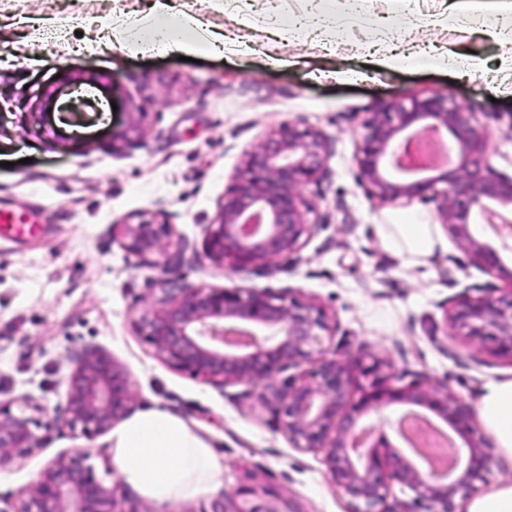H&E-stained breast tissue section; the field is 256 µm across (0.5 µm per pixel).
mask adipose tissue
Instances as JSON below:
<instances>
[{"instance_id": "adipose-tissue-1", "label": "adipose tissue", "mask_w": 512, "mask_h": 512, "mask_svg": "<svg viewBox=\"0 0 512 512\" xmlns=\"http://www.w3.org/2000/svg\"><path fill=\"white\" fill-rule=\"evenodd\" d=\"M121 38L128 45L157 53L249 52L241 39L224 37L195 15L173 12L169 0H152L146 13L124 22ZM378 231L384 247L410 266L427 264L444 245L431 224H382ZM478 409L484 427L512 459V378L487 383ZM112 448L123 480L158 505L210 491L222 474V464L209 441L160 408L145 409L115 429Z\"/></svg>"}]
</instances>
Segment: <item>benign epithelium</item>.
Wrapping results in <instances>:
<instances>
[{"label":"benign epithelium","instance_id":"obj_1","mask_svg":"<svg viewBox=\"0 0 512 512\" xmlns=\"http://www.w3.org/2000/svg\"><path fill=\"white\" fill-rule=\"evenodd\" d=\"M449 131L455 160L438 174L407 180L417 172L407 164L411 144ZM485 130L448 98L433 95L390 103L365 125L354 161L362 188L380 205L442 197L441 223L469 254L472 263L501 288L486 283L482 295L462 293L448 300L451 334L512 360V269L497 251L472 232L480 217L503 239H512V178L487 163ZM330 158L324 135L314 128L281 124L244 152L242 168L224 196L217 221L209 225L203 250L231 271L270 272L281 257L301 250L321 223L301 188L317 181ZM443 188H438V185ZM122 248L145 260L163 252L171 225L164 216L138 215L112 225ZM137 330L169 367L223 388H261L281 432L292 447L323 455L328 474L346 498L349 512H458L494 462L493 448L475 437L470 415L456 394L416 380L393 383L385 362L338 359L329 352L334 325L319 305L264 291L192 288L174 278L157 281ZM359 397H354V388ZM134 395L126 370L98 352L75 361L67 381L62 426L92 437L110 430L132 410ZM426 407L469 436L467 460L456 449L457 472L423 471L395 451L383 419L393 404ZM41 412L21 397L0 401V466L41 448L36 428ZM83 453L60 455L40 474L11 512H117L115 490L104 485ZM396 483L404 498H388ZM209 512H296L278 493L241 486L214 500Z\"/></svg>","mask_w":512,"mask_h":512}]
</instances>
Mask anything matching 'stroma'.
Returning <instances> with one entry per match:
<instances>
[{
    "mask_svg": "<svg viewBox=\"0 0 512 512\" xmlns=\"http://www.w3.org/2000/svg\"><path fill=\"white\" fill-rule=\"evenodd\" d=\"M144 0H0V153L16 165L0 167V209L35 216L34 234L0 239V399L24 396L43 407V448L0 467V498L27 491L56 457L87 450V462L116 491L119 512H139L147 499L122 479L111 433L93 437L56 427L73 360L88 350L109 355L128 372L134 412L155 407L195 427L224 465L220 490L269 485L298 512H347L323 456L291 447L270 405L244 385L217 388L170 368L139 336L135 324L149 304L161 264L195 287L241 288L306 299L336 325L337 357L385 360L399 384L428 377L477 409L484 385L512 376V361L446 333L445 309L462 292L478 296L488 277L453 239L427 265L411 267L386 251L377 227L401 221L434 224L435 200L381 205L365 194L354 161L366 123L389 103L439 94L473 115L488 135V163L512 177V96H492L485 78L454 75V52L474 51L491 69L512 67V42L482 31L508 27L487 14L461 24L446 0H366L362 12L336 17L321 35L272 40L239 26L241 13L281 24L303 18L311 0H178L212 30L245 37L250 55H177L76 50L66 29L47 39V18L94 15L119 25L142 11ZM401 17L402 49L421 52L416 67L375 70L367 53L389 43L383 17ZM288 66L263 68L267 54ZM339 67L362 72L354 85L315 79ZM78 75L95 80L115 111L71 120L46 96ZM143 113L141 137L123 139L128 115ZM314 128L332 155L324 176L302 190L323 227L273 273L231 272L203 251L243 164V152L274 127ZM165 213L172 235L157 266L126 253L112 224L129 214Z\"/></svg>",
    "mask_w": 512,
    "mask_h": 512,
    "instance_id": "stroma-1",
    "label": "stroma"
}]
</instances>
